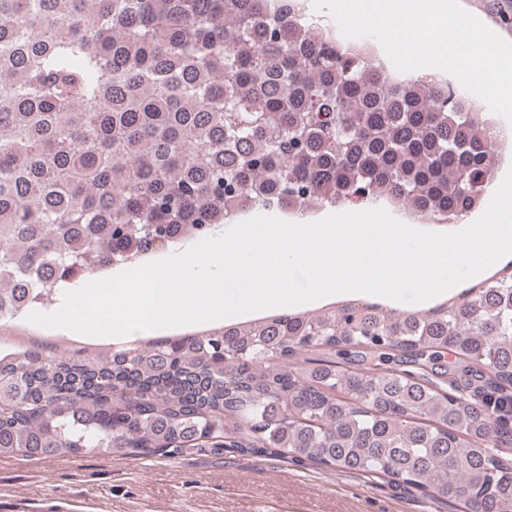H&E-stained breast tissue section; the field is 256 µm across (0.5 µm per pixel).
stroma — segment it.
<instances>
[{
    "label": "stroma",
    "mask_w": 512,
    "mask_h": 512,
    "mask_svg": "<svg viewBox=\"0 0 512 512\" xmlns=\"http://www.w3.org/2000/svg\"><path fill=\"white\" fill-rule=\"evenodd\" d=\"M453 512L430 498L259 454L0 458V508L67 512Z\"/></svg>",
    "instance_id": "obj_1"
}]
</instances>
